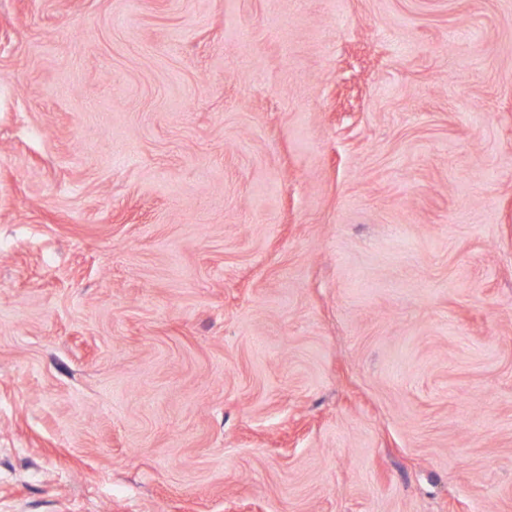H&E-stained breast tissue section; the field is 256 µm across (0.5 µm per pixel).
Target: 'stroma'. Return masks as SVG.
Returning a JSON list of instances; mask_svg holds the SVG:
<instances>
[{"mask_svg": "<svg viewBox=\"0 0 512 512\" xmlns=\"http://www.w3.org/2000/svg\"><path fill=\"white\" fill-rule=\"evenodd\" d=\"M0 512H512V0H0Z\"/></svg>", "mask_w": 512, "mask_h": 512, "instance_id": "1", "label": "stroma"}]
</instances>
